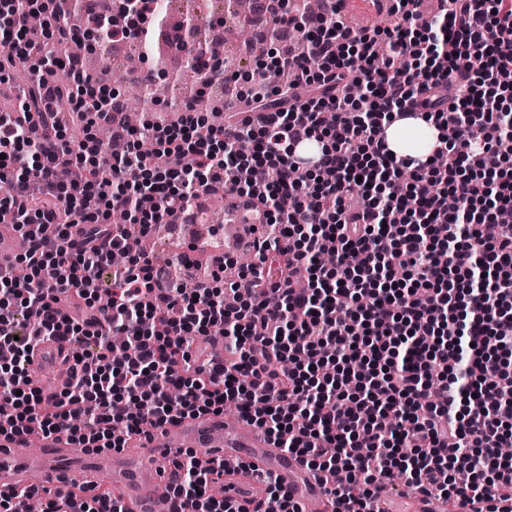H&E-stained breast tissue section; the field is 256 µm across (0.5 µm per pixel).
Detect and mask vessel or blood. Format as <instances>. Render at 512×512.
<instances>
[{
	"mask_svg": "<svg viewBox=\"0 0 512 512\" xmlns=\"http://www.w3.org/2000/svg\"><path fill=\"white\" fill-rule=\"evenodd\" d=\"M234 197L225 196L224 251L235 256L247 248L241 212ZM59 344H40L29 366L34 382H41L47 358L57 357ZM41 456L18 453L15 441L0 434V471L8 472L14 485L25 486L33 473H40L58 496L68 495L109 475L114 495L128 504L131 512H169V461L185 449L198 450L201 462L218 456L224 460V490L238 496L253 480H242L243 464H254L276 475L296 501L320 502L325 495L301 461L276 448L254 425L238 420L226 425L223 415L183 418L166 424L152 436L127 438L123 447L92 452L76 447L58 435L41 439Z\"/></svg>",
	"mask_w": 512,
	"mask_h": 512,
	"instance_id": "b4317fda",
	"label": "vessel or blood"
}]
</instances>
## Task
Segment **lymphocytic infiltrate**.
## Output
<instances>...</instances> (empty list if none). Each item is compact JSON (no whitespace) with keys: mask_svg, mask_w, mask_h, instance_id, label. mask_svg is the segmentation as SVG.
Returning a JSON list of instances; mask_svg holds the SVG:
<instances>
[{"mask_svg":"<svg viewBox=\"0 0 512 512\" xmlns=\"http://www.w3.org/2000/svg\"><path fill=\"white\" fill-rule=\"evenodd\" d=\"M301 0H268L277 29L307 51L276 53L269 76L292 71L305 98L248 83L251 111L213 121L185 108L134 128L112 123L115 93L52 43L74 35L61 0H6L0 9V84L19 68L33 80L17 114L0 115V175L13 193L0 222L25 252L0 264V433L26 442L66 429L80 448L119 447L123 436L182 417H240L324 475L331 512H376L394 480L423 501L470 493L473 512L512 501V0H393V26L351 31L341 0L320 13ZM85 34L110 25L144 42L154 0H112L102 19L86 0ZM43 17L39 30L30 14ZM360 73L362 95L349 93ZM420 117L441 135L433 158L395 157L382 136ZM111 123L121 151L96 131ZM82 128L81 140L66 125ZM315 138L312 162L296 159ZM150 137L156 155L141 151ZM254 143V158L233 150ZM363 204H346L353 192ZM232 194L270 232L252 263L223 251L178 270L146 253L113 268L133 235L192 212L201 194ZM125 211L129 226L112 225ZM204 269L193 292L182 273ZM132 352L111 357L113 334ZM82 342L70 379L47 393L27 365L41 340ZM222 343L219 357L193 354ZM170 512H302L276 476L246 509L209 493L224 463L195 450L174 460ZM0 512H129L111 489L58 499L47 488L0 486Z\"/></svg>","mask_w":512,"mask_h":512,"instance_id":"obj_1","label":"lymphocytic infiltrate"}]
</instances>
